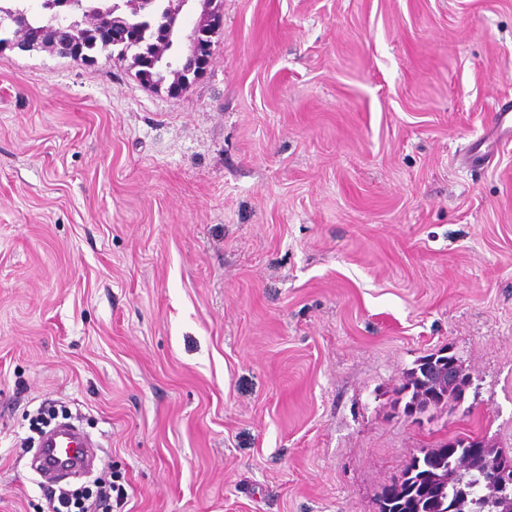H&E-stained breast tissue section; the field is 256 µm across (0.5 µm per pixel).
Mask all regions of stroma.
<instances>
[{
	"label": "stroma",
	"instance_id": "obj_1",
	"mask_svg": "<svg viewBox=\"0 0 512 512\" xmlns=\"http://www.w3.org/2000/svg\"><path fill=\"white\" fill-rule=\"evenodd\" d=\"M179 96L0 52V512L52 412L112 512H377L410 453L512 458V0H223ZM454 350L462 403L396 413Z\"/></svg>",
	"mask_w": 512,
	"mask_h": 512
}]
</instances>
